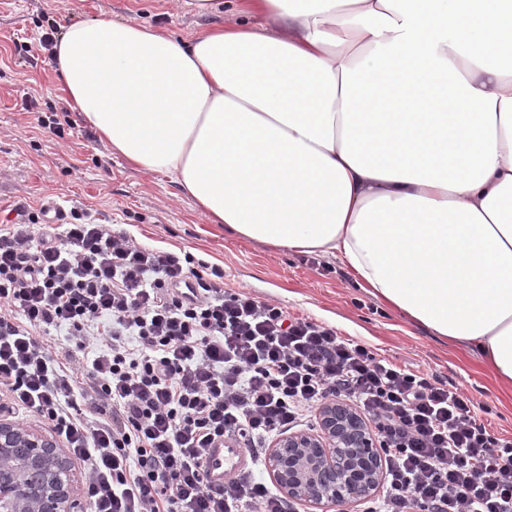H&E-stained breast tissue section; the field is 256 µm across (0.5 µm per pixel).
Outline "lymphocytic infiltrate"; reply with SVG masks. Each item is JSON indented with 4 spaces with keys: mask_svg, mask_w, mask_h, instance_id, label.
I'll return each instance as SVG.
<instances>
[{
    "mask_svg": "<svg viewBox=\"0 0 512 512\" xmlns=\"http://www.w3.org/2000/svg\"><path fill=\"white\" fill-rule=\"evenodd\" d=\"M223 277L81 208L61 229L25 208L0 226V412L47 422L84 463L92 512H297L267 453L332 399L371 421L384 456L365 512H512V438L458 387ZM190 280L199 297L179 292ZM61 328L74 346L45 347ZM226 436L254 467L212 488L199 463Z\"/></svg>",
    "mask_w": 512,
    "mask_h": 512,
    "instance_id": "f902f5d3",
    "label": "lymphocytic infiltrate"
}]
</instances>
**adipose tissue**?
Listing matches in <instances>:
<instances>
[{"mask_svg":"<svg viewBox=\"0 0 512 512\" xmlns=\"http://www.w3.org/2000/svg\"><path fill=\"white\" fill-rule=\"evenodd\" d=\"M471 2L235 0L188 41L95 19L54 69L113 153L211 223L340 258L512 393V0L463 32Z\"/></svg>","mask_w":512,"mask_h":512,"instance_id":"1","label":"adipose tissue"}]
</instances>
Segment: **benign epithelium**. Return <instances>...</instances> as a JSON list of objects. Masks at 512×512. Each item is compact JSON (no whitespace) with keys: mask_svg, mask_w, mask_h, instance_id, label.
Segmentation results:
<instances>
[{"mask_svg":"<svg viewBox=\"0 0 512 512\" xmlns=\"http://www.w3.org/2000/svg\"><path fill=\"white\" fill-rule=\"evenodd\" d=\"M267 465L280 491L308 512L375 496L382 455L369 421L343 400L319 409V431L277 439ZM0 512H85L72 465L47 434L0 420Z\"/></svg>","mask_w":512,"mask_h":512,"instance_id":"benign-epithelium-1","label":"benign epithelium"}]
</instances>
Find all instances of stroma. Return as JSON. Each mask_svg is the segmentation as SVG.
I'll return each instance as SVG.
<instances>
[{
	"mask_svg": "<svg viewBox=\"0 0 512 512\" xmlns=\"http://www.w3.org/2000/svg\"><path fill=\"white\" fill-rule=\"evenodd\" d=\"M94 18L134 21L188 39L225 16L199 15L182 0H0V223L19 205L37 211L53 201L67 210L91 209L143 246L186 252L218 267L225 287L335 327L400 366L457 386L489 407L495 431L512 436V402L477 355L405 321L356 283L340 259L321 257L314 268L305 254L226 235L182 197L171 177L137 170L84 126L68 109L40 38L47 21L62 32ZM30 96L37 100L32 110L24 107ZM50 111L65 121L64 137L39 126L38 115Z\"/></svg>",
	"mask_w": 512,
	"mask_h": 512,
	"instance_id": "1",
	"label": "stroma"
}]
</instances>
